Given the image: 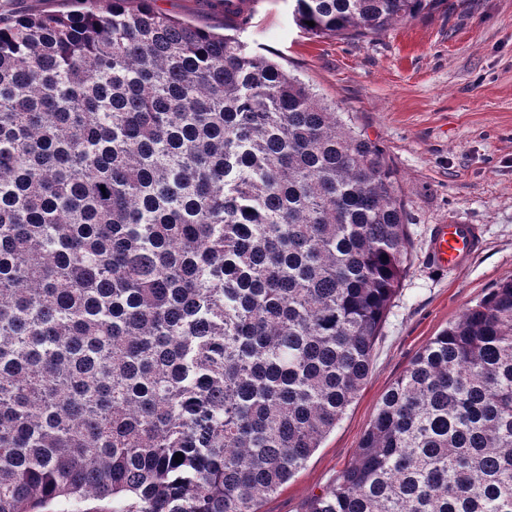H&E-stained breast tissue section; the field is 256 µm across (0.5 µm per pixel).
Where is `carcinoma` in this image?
<instances>
[{"instance_id": "1", "label": "carcinoma", "mask_w": 512, "mask_h": 512, "mask_svg": "<svg viewBox=\"0 0 512 512\" xmlns=\"http://www.w3.org/2000/svg\"><path fill=\"white\" fill-rule=\"evenodd\" d=\"M231 2L221 33L157 0L0 16V512H257L368 378L412 256L396 173ZM293 2L360 39L443 0ZM307 512H512V276Z\"/></svg>"}]
</instances>
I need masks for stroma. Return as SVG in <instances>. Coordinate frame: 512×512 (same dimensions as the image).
Returning a JSON list of instances; mask_svg holds the SVG:
<instances>
[{
    "label": "stroma",
    "instance_id": "1",
    "mask_svg": "<svg viewBox=\"0 0 512 512\" xmlns=\"http://www.w3.org/2000/svg\"><path fill=\"white\" fill-rule=\"evenodd\" d=\"M378 142L396 171L411 267L381 328L358 396L305 465L258 512H305L350 463L388 388L462 312L512 275V0L446 5L361 40L300 29L292 0H257L239 34ZM478 224L485 246L440 270L433 225Z\"/></svg>",
    "mask_w": 512,
    "mask_h": 512
}]
</instances>
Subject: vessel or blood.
I'll return each mask as SVG.
<instances>
[{
	"instance_id": "b4317fda",
	"label": "vessel or blood",
	"mask_w": 512,
	"mask_h": 512,
	"mask_svg": "<svg viewBox=\"0 0 512 512\" xmlns=\"http://www.w3.org/2000/svg\"><path fill=\"white\" fill-rule=\"evenodd\" d=\"M482 228L477 224H438L429 239L434 265L444 270L467 267L481 251Z\"/></svg>"
}]
</instances>
